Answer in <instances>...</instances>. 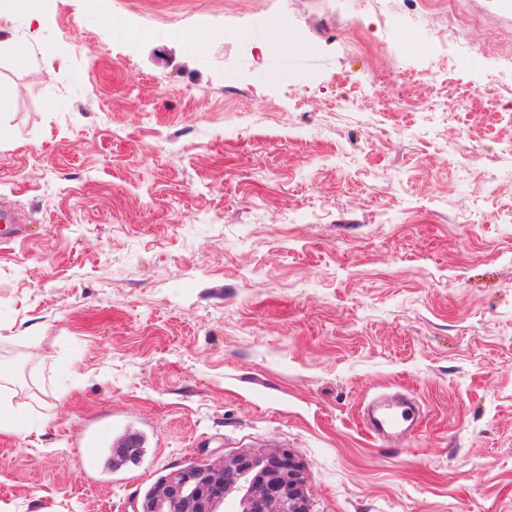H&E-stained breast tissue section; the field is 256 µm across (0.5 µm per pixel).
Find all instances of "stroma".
I'll use <instances>...</instances> for the list:
<instances>
[{
	"label": "stroma",
	"mask_w": 512,
	"mask_h": 512,
	"mask_svg": "<svg viewBox=\"0 0 512 512\" xmlns=\"http://www.w3.org/2000/svg\"><path fill=\"white\" fill-rule=\"evenodd\" d=\"M283 8L303 51L266 42ZM457 10L0 15L29 53L0 52V207L29 218L0 234V512H138L160 471L281 448L312 512H512V0ZM396 390L424 408L401 450L361 415ZM105 415L145 454L89 482ZM112 431V421L110 416L101 417L98 421V425L91 432H85L82 435V452L81 461L84 468V474L89 475V471L92 469L96 456L99 451L100 443L110 434Z\"/></svg>",
	"instance_id": "obj_1"
}]
</instances>
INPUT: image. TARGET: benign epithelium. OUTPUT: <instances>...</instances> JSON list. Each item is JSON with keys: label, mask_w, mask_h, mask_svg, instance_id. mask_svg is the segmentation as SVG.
Wrapping results in <instances>:
<instances>
[{"label": "benign epithelium", "mask_w": 512, "mask_h": 512, "mask_svg": "<svg viewBox=\"0 0 512 512\" xmlns=\"http://www.w3.org/2000/svg\"><path fill=\"white\" fill-rule=\"evenodd\" d=\"M235 487L243 490L242 512H309L295 458L286 448L242 455L230 463L207 460L194 471H175L155 509L163 512L167 501L177 498L182 512H215L217 502Z\"/></svg>", "instance_id": "benign-epithelium-1"}]
</instances>
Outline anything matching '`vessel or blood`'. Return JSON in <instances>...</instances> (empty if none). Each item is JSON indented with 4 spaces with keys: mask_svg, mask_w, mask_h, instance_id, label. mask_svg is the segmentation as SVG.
<instances>
[{
    "mask_svg": "<svg viewBox=\"0 0 512 512\" xmlns=\"http://www.w3.org/2000/svg\"><path fill=\"white\" fill-rule=\"evenodd\" d=\"M416 417V406L403 396L375 397L365 409L367 431L384 446L397 450L411 438ZM110 417H101L96 428L83 433L81 461L84 470H91L99 451L100 443L110 434Z\"/></svg>",
    "mask_w": 512,
    "mask_h": 512,
    "instance_id": "b4317fda",
    "label": "vessel or blood"
}]
</instances>
